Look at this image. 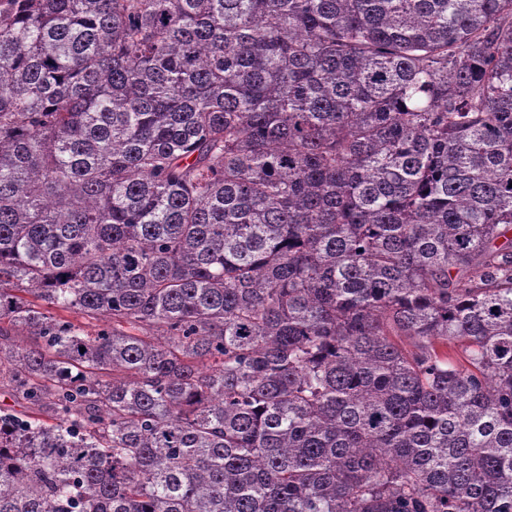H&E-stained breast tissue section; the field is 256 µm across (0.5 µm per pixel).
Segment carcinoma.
Instances as JSON below:
<instances>
[{"label": "carcinoma", "mask_w": 512, "mask_h": 512, "mask_svg": "<svg viewBox=\"0 0 512 512\" xmlns=\"http://www.w3.org/2000/svg\"><path fill=\"white\" fill-rule=\"evenodd\" d=\"M1 381L0 512H512V0H0Z\"/></svg>", "instance_id": "cac0c4a2"}]
</instances>
